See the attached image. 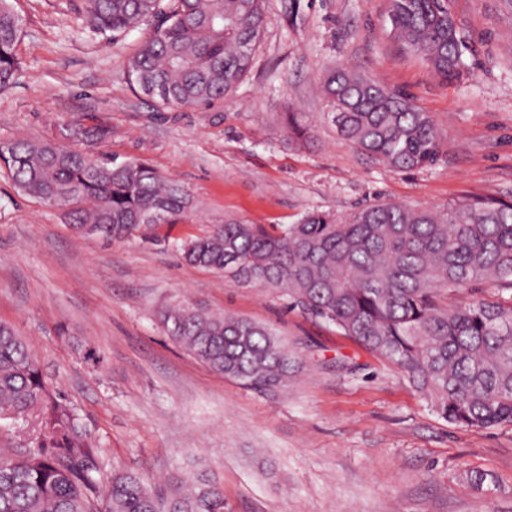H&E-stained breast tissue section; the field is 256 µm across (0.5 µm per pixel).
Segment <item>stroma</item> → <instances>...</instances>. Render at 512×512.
I'll use <instances>...</instances> for the list:
<instances>
[{"instance_id": "1", "label": "stroma", "mask_w": 512, "mask_h": 512, "mask_svg": "<svg viewBox=\"0 0 512 512\" xmlns=\"http://www.w3.org/2000/svg\"><path fill=\"white\" fill-rule=\"evenodd\" d=\"M23 19L20 70L0 90V140L64 137L178 179L185 223L132 239L74 237L62 211L18 195L0 172V322L77 411L102 472L154 488L208 467L224 512H512V426L462 429L434 414L393 364L274 290L182 263V241L237 217L294 224L375 201L439 210L461 196L512 201V12L450 0L471 49L445 82L390 33L388 0H265L248 74L212 107L160 109L127 63L151 32L102 39L84 0H11ZM344 65L408 93L448 144L435 165L398 172L359 154L325 116L322 77ZM298 112L309 138L281 121ZM95 118L102 141L66 136ZM187 300L273 329L297 355L287 388H243L163 331L160 304ZM487 474L483 488L471 473Z\"/></svg>"}]
</instances>
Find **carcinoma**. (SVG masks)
Masks as SVG:
<instances>
[{
    "label": "carcinoma",
    "instance_id": "obj_1",
    "mask_svg": "<svg viewBox=\"0 0 512 512\" xmlns=\"http://www.w3.org/2000/svg\"><path fill=\"white\" fill-rule=\"evenodd\" d=\"M156 20L129 59L133 85L160 108L211 107L251 66L265 27L264 0H85L96 37ZM391 33L445 81L464 74L468 49L449 0H389ZM22 19L0 0V90L19 71ZM327 118L359 153L394 170L432 166L446 145L434 117L403 91L340 65L323 80ZM288 132L307 128L284 113ZM14 189L64 210L76 235L107 241L143 226L178 224L194 202L174 178L138 160L115 163L53 137L0 140ZM184 263L276 290L288 308L336 325L397 365L434 413L460 428L512 425V296L463 306L442 301L485 285L512 292V203L459 198L440 211L376 200L344 217L306 213L270 230L229 218L185 240ZM168 336L242 385H288L298 365L282 340L251 320L178 303L159 308ZM30 424L28 445L0 448V512H224V486L197 467L149 486L137 472L103 478L80 418L45 383L26 342L0 323V421ZM107 483L105 492L100 485Z\"/></svg>",
    "mask_w": 512,
    "mask_h": 512
}]
</instances>
